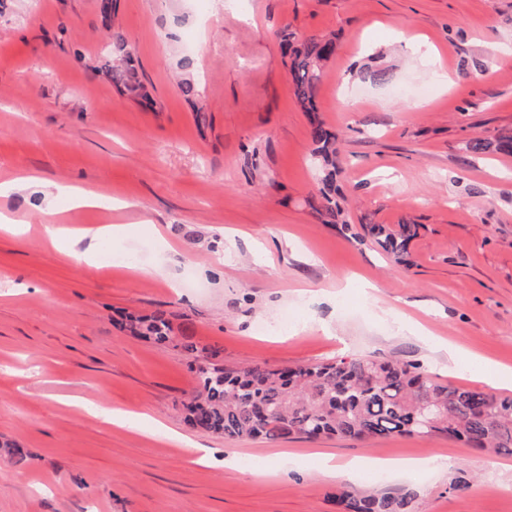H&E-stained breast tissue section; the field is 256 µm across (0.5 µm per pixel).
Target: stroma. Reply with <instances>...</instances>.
<instances>
[{
  "instance_id": "1",
  "label": "stroma",
  "mask_w": 512,
  "mask_h": 512,
  "mask_svg": "<svg viewBox=\"0 0 512 512\" xmlns=\"http://www.w3.org/2000/svg\"><path fill=\"white\" fill-rule=\"evenodd\" d=\"M335 35L317 116L341 137L351 224H414L407 264L315 211L311 124L294 103L277 32ZM428 42L412 54L400 30ZM121 32L149 100L107 70ZM512 0H0V180L32 172L102 189L108 203L0 196L26 233H0V512H336L334 498L396 495L410 512H512V466L444 437L227 441L191 430L196 383L177 344L129 335L127 312H166L175 336L271 369L369 354L486 389L512 368V155L467 143L512 132ZM385 72L382 81L374 72ZM121 200L122 208L111 207ZM122 224L94 267L43 237ZM153 267L150 277L134 275ZM382 292L368 296L366 283ZM468 356L449 363L444 344ZM123 409L125 426L96 410ZM149 415L231 466L191 464ZM426 461L331 480L318 453ZM277 467L275 476L254 473Z\"/></svg>"
}]
</instances>
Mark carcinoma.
<instances>
[{
    "label": "carcinoma",
    "mask_w": 512,
    "mask_h": 512,
    "mask_svg": "<svg viewBox=\"0 0 512 512\" xmlns=\"http://www.w3.org/2000/svg\"><path fill=\"white\" fill-rule=\"evenodd\" d=\"M288 58L290 89L304 112L317 111L316 95L324 68L331 59V38H299L285 29L280 35ZM112 46L122 53L112 67V84L133 98L147 97L124 36L112 33ZM338 134L322 122L311 121V155L319 170L318 214L338 218L346 197L336 187ZM474 153H512V135L495 140L476 138L467 144ZM413 224H362L353 233L370 241L395 263L405 262ZM131 335L158 344L174 340L173 326L163 312L124 316ZM181 347L194 356L189 369L198 391L184 404L185 422L196 431L224 435L229 441L336 435L354 440L394 435L446 437L485 453L512 456V395L500 396L477 388L438 381L418 363L372 356H348L295 368L270 370L258 364L226 367L223 351L197 347L182 337ZM339 512H405L407 497L347 493L336 496Z\"/></svg>",
    "instance_id": "obj_1"
}]
</instances>
